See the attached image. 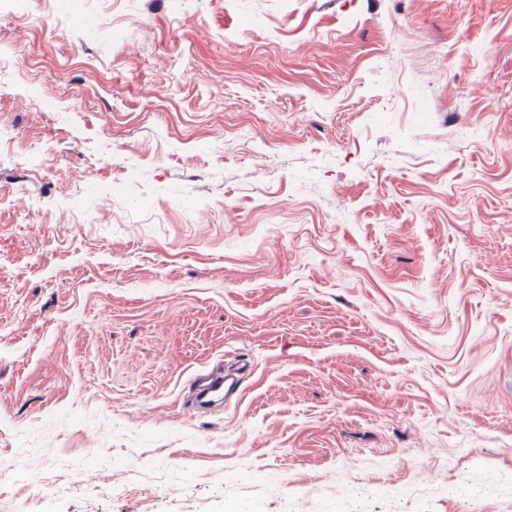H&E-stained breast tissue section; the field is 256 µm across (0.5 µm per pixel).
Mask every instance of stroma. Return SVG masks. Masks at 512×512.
Segmentation results:
<instances>
[{"label":"stroma","mask_w":512,"mask_h":512,"mask_svg":"<svg viewBox=\"0 0 512 512\" xmlns=\"http://www.w3.org/2000/svg\"><path fill=\"white\" fill-rule=\"evenodd\" d=\"M1 54L8 512H512V0H25ZM243 372L236 373L213 371L212 375L199 380L195 385V402L198 407L224 403L229 397L241 390Z\"/></svg>","instance_id":"35a3bbf8"}]
</instances>
